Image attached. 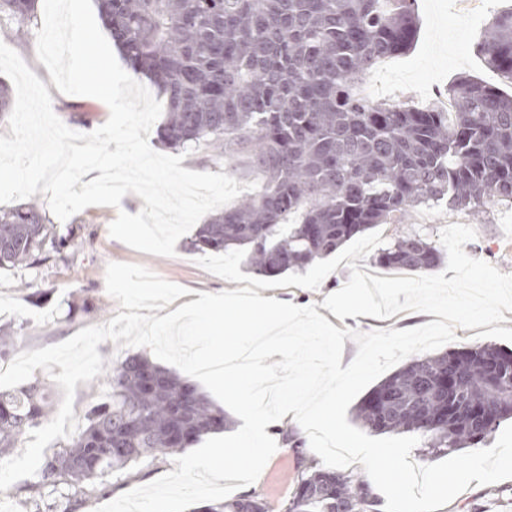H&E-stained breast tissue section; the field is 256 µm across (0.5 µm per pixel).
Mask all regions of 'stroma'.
I'll use <instances>...</instances> for the list:
<instances>
[{
	"instance_id": "1",
	"label": "stroma",
	"mask_w": 512,
	"mask_h": 512,
	"mask_svg": "<svg viewBox=\"0 0 512 512\" xmlns=\"http://www.w3.org/2000/svg\"><path fill=\"white\" fill-rule=\"evenodd\" d=\"M505 4L512 5V0H415L420 23L412 48L405 54L385 59L369 77L376 87L377 99L442 108L448 104L445 93L449 84L461 75L498 85L512 94V83L502 81L489 70L475 51L491 14ZM0 42L8 44L47 84L52 108L67 127L89 133L108 120V107L99 99L63 94L52 85L47 68L37 57L35 39L22 43L11 33L1 30ZM143 205L140 197L130 193L123 197L117 209L87 207L65 222L81 243L79 253L53 258L32 269L0 270V325L10 324L18 332V351L59 344L83 328L107 323L115 317L119 312L118 303L109 299L105 290V271L112 262L144 266L161 278L186 288V295L176 300L180 306L193 302L198 292L219 293L236 289V282L224 280L198 265V255L189 250L187 238L179 239L176 253L171 257L139 252L113 239L108 228L118 210L134 214ZM455 223L472 226L477 233L476 238L464 246L468 255L496 266L500 272L512 273V209L491 206L474 216L443 206L418 207L401 222L381 224L377 230L389 245L408 232L420 234L435 243L439 240L440 230ZM350 274L351 269L342 264L323 280L318 289L269 288L261 290L260 295L286 299L298 306L319 305L320 315L339 329L403 330L434 322V315L408 311L386 319H339L324 308L323 301L327 295L339 290ZM91 299L106 301L107 312L82 311L83 302ZM455 334V340L448 344L452 350L490 343L512 350V312L507 313L503 322L473 329L459 328ZM288 433L299 439V448L286 444L284 436ZM272 437L277 450L259 478L254 484L235 490L234 495L264 498L276 510L295 489L298 457L312 461L316 455L306 433L298 425L275 430ZM174 468L173 457L167 456L134 466L132 478L105 477V492L89 500L83 512H95L97 507ZM438 512H512V479L487 486L470 485Z\"/></svg>"
}]
</instances>
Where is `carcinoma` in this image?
Instances as JSON below:
<instances>
[{
	"label": "carcinoma",
	"instance_id": "carcinoma-1",
	"mask_svg": "<svg viewBox=\"0 0 512 512\" xmlns=\"http://www.w3.org/2000/svg\"><path fill=\"white\" fill-rule=\"evenodd\" d=\"M37 0H0V24L29 34ZM127 67L166 101L164 144L240 159L258 177L236 205L198 225L197 251L245 249L257 275L299 271L379 224L418 206L482 213L512 207V96L470 77L448 86L442 109L370 102L353 86L381 59L405 53L417 32L414 0H97ZM476 51L512 79V7L493 14ZM78 244L48 223L32 198L0 211V269L35 267ZM441 253L408 234L382 251L387 268L430 270ZM18 342L0 327V359ZM110 392L86 425L44 455L23 491L43 512L45 491L61 512H80L134 464L183 452L224 430V411L194 384L132 355L103 365ZM155 377L151 387L143 376ZM482 409L473 424L469 406ZM54 410L36 379L0 390V453ZM371 432L420 433L424 456L492 436L512 418V351L493 345L415 354L354 409ZM245 500L205 502L192 512H242ZM351 512L372 506L369 484L306 465L283 512Z\"/></svg>",
	"mask_w": 512,
	"mask_h": 512
}]
</instances>
